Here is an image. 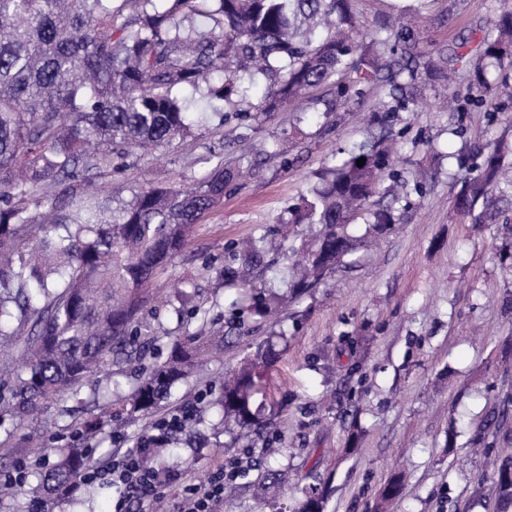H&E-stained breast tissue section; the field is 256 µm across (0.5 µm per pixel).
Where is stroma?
I'll use <instances>...</instances> for the list:
<instances>
[{
	"label": "stroma",
	"instance_id": "stroma-1",
	"mask_svg": "<svg viewBox=\"0 0 512 512\" xmlns=\"http://www.w3.org/2000/svg\"><path fill=\"white\" fill-rule=\"evenodd\" d=\"M412 3L354 0L357 26L373 34ZM494 6V0H425L417 24L423 45L447 55L476 52ZM450 90L458 98L454 113L442 106ZM383 95L371 84L362 100L337 112L326 132L322 115L313 112H280L258 128L256 141L290 139L298 159L286 168L263 160L257 178L230 185L157 274L139 322L152 327L158 360L167 358L180 333L168 303L174 286L191 282L194 304L215 327L224 326L231 308L214 268L261 229L280 232L277 217L316 174L373 132L371 114ZM412 96L397 168L407 178L422 177L425 194L413 197L376 247L356 248L324 284L283 300L274 319L230 335L223 352L208 356L168 401L172 408L193 401L212 377L239 368L256 343L285 334L267 376V437H243L229 448L175 450L200 485L219 464L237 466L235 512H261L254 479L265 465L285 473L281 501L287 512L312 474L326 485L325 512H381L382 488L397 474L404 489L390 512H495L497 485L486 456L512 457V415L499 421L489 453L474 451L473 441L501 409L503 381H512V185L494 192L482 223L461 219L453 203L465 173L454 156L469 143H512V61L500 73L494 99L484 103L469 91L462 67L452 86L439 81ZM192 108L204 115L192 136L135 158L124 174L101 172L99 200L130 201L143 185L192 187L211 169L213 156L232 164L249 155V145L235 138L234 120L208 115L200 98ZM116 378L122 383L112 396L117 410L134 381L128 367L116 376L108 370L90 376L78 396L47 404L25 424L1 415L0 469L33 461V454L14 453L30 429L43 430L45 447L67 446L79 423L97 412L94 391ZM149 426L142 419L117 431L108 427L86 445L95 459L109 463L134 449Z\"/></svg>",
	"mask_w": 512,
	"mask_h": 512
}]
</instances>
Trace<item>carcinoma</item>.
<instances>
[{
    "mask_svg": "<svg viewBox=\"0 0 512 512\" xmlns=\"http://www.w3.org/2000/svg\"><path fill=\"white\" fill-rule=\"evenodd\" d=\"M0 0V343L21 346V365H0L10 383L4 406L23 421L45 405L75 393L94 371L110 365L138 369L125 399L130 419L146 418L187 380L193 358L224 347V331L206 336L189 327L207 311L182 305L184 335L173 340L169 359L143 368L149 340L138 336L137 314L156 273L185 244L192 226L224 198L240 174L219 161L193 191L145 185L133 199L100 216L85 192L94 172L127 167L134 150L171 146L191 131L189 98L224 103L238 120L237 138L251 142L272 114L293 108L327 119L361 99L367 84L385 88L374 113L381 135L366 149L347 153L320 182L288 207L279 224L316 227L314 249L302 268H292L287 287L299 295L317 287L355 250L346 225L358 216L367 233L397 223L391 205L373 198L385 179L392 202L423 194V182L394 169L411 112L404 93L421 76L448 79L450 60L421 50L409 25L385 26L371 38L370 52L358 40L351 0ZM492 29L469 61L477 89L497 86L512 58V0H498ZM202 20L203 26L194 22ZM265 83L257 104L249 88ZM334 87V94L310 90ZM502 141L458 157L469 170L456 195L462 216L485 207L501 184ZM365 163L357 165V160ZM42 191L37 206L27 201ZM270 236L251 238L228 255L216 275L224 286L247 294L232 314L230 329L245 333L246 320H264L275 310L274 285L261 279ZM278 359L269 343L256 345L248 362L191 404L193 417L218 408L223 421L241 431L261 425L266 401L264 375ZM191 433L167 430L155 443L138 445L154 469L167 471L179 459L165 452ZM95 464L89 451L72 443L54 449L35 494L47 497L75 486ZM496 467L499 503L512 508V481ZM324 488L308 484L296 512H322Z\"/></svg>",
    "mask_w": 512,
    "mask_h": 512,
    "instance_id": "carcinoma-1",
    "label": "carcinoma"
}]
</instances>
